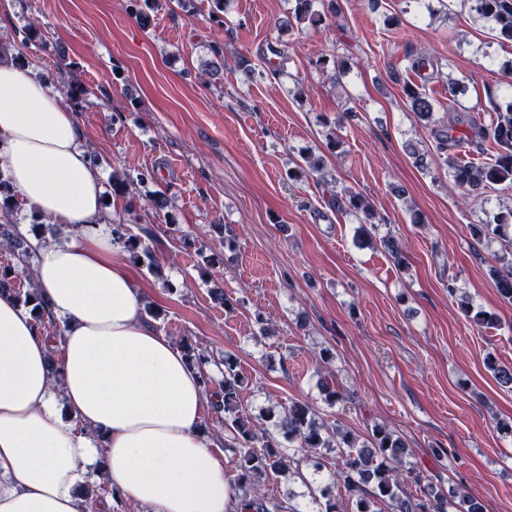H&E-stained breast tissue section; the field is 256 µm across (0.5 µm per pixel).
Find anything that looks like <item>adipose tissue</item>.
<instances>
[{
	"label": "adipose tissue",
	"instance_id": "obj_1",
	"mask_svg": "<svg viewBox=\"0 0 512 512\" xmlns=\"http://www.w3.org/2000/svg\"><path fill=\"white\" fill-rule=\"evenodd\" d=\"M78 139L44 81L0 61V171L74 233L33 242L34 281L65 322L61 336L0 296V512H87L82 491L94 478L148 512H237L224 456L201 429L210 398L144 320L141 289L112 243L101 173Z\"/></svg>",
	"mask_w": 512,
	"mask_h": 512
}]
</instances>
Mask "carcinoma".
I'll return each mask as SVG.
<instances>
[{
	"mask_svg": "<svg viewBox=\"0 0 512 512\" xmlns=\"http://www.w3.org/2000/svg\"><path fill=\"white\" fill-rule=\"evenodd\" d=\"M471 9L482 19L492 22L496 37L502 43H512V0H471ZM337 0H294L292 14L297 23L314 26L323 21L326 13L337 10ZM433 59L418 56L410 59V70L428 81L434 72ZM403 93L410 110L426 123H433L439 103L425 88L405 83ZM495 117L486 127L474 126L467 139L492 141L495 154L478 162L458 160L453 156L445 159L448 174L462 190L463 195L480 196L498 185L512 186V103L506 109L494 107ZM436 149L448 151L459 145L462 138L455 137L449 129L433 130ZM305 165H296L289 172L293 179L311 176L322 171L321 160L304 157ZM151 174L141 173L131 178L125 173L112 172L104 198L112 194L125 195L135 183H144ZM343 204L365 220L373 217L364 198L353 191L345 194ZM17 206L15 195L9 190L8 180L0 174V214L8 217ZM512 218V212L496 217L493 224H473L471 233L477 238L495 236L504 241L496 261L501 266L498 281L501 297L512 302V238L504 227ZM151 231L132 234L126 225H112V240L128 253L133 262L150 258ZM0 249L13 254L15 266L0 267V293L7 290L10 281L23 272H30L29 249L19 225L0 224ZM200 272L224 264V253L199 247ZM22 306L33 313L38 327L52 335L60 334L54 323H45L46 308L42 305L38 289L30 285L25 292L13 294ZM460 309L465 317L476 324L492 328L496 324L495 314L474 310L472 301L464 297ZM183 351L188 364L197 369L205 389L213 387L212 377L205 370L210 357L197 344L187 342ZM224 372L219 384V401L215 410L224 413V447L233 449L237 457V488L241 512H306L294 505L286 504L261 493L265 479L274 474H293L301 479L308 490L311 503L318 506L316 512H339L336 495L344 492L351 504L350 512H483L478 498L461 488L452 491L443 485L426 482V476L416 465L407 464L412 449L399 436L382 425L371 429L365 441L359 436L338 426H328L319 420L315 409L307 402L291 401L270 407L264 421L250 416L241 404L244 379L237 359L232 354L224 355ZM486 367L497 383L512 389V367L500 363L490 355ZM336 450L339 459L336 465L327 467L323 452Z\"/></svg>",
	"mask_w": 512,
	"mask_h": 512,
	"instance_id": "carcinoma-1",
	"label": "carcinoma"
}]
</instances>
